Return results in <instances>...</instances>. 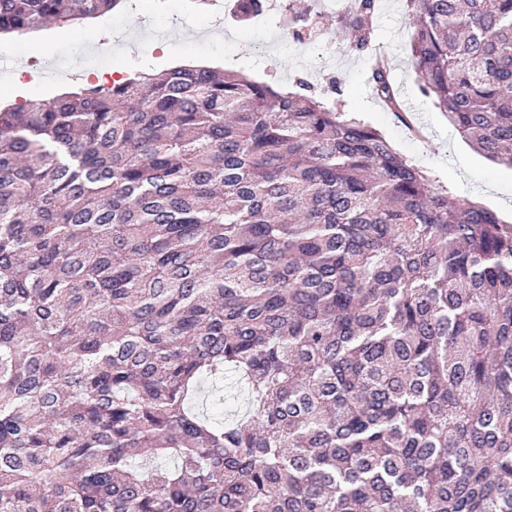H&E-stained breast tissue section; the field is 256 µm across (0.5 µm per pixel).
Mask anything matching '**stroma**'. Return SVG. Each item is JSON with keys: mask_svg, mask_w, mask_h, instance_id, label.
I'll use <instances>...</instances> for the list:
<instances>
[{"mask_svg": "<svg viewBox=\"0 0 512 512\" xmlns=\"http://www.w3.org/2000/svg\"><path fill=\"white\" fill-rule=\"evenodd\" d=\"M124 8L102 15L107 26L119 28L128 43L115 47L110 58L90 59L84 48L89 40L85 25H52L39 48L27 38L0 36V105L21 104L26 99L44 100L61 93L52 82L20 85L5 58L35 54L68 71L74 83L85 82L89 70L108 74L119 70L159 72L177 65L210 66L236 71L291 91L296 78H305L313 94L326 103L362 118L378 130L393 148L415 163L436 184L447 187L452 199L477 202L512 222V168L494 163L465 142L447 117L423 93L410 60L411 29L406 0H378L372 18L370 43L361 51L350 49L348 31L340 11L322 14L318 20L322 45L285 39L269 43L282 29L279 13L269 12L249 20L226 18L222 40L193 36L207 27L205 14L191 0H126ZM153 17L170 38L161 52L151 55L134 50L130 42L140 34L145 17ZM389 60L395 87L407 114L405 125L379 103L369 82L377 54Z\"/></svg>", "mask_w": 512, "mask_h": 512, "instance_id": "obj_1", "label": "stroma"}]
</instances>
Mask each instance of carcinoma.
Instances as JSON below:
<instances>
[{
	"mask_svg": "<svg viewBox=\"0 0 512 512\" xmlns=\"http://www.w3.org/2000/svg\"><path fill=\"white\" fill-rule=\"evenodd\" d=\"M124 2L0 0V35ZM408 7L421 90L512 167V0ZM297 85L0 108V512H512V224Z\"/></svg>",
	"mask_w": 512,
	"mask_h": 512,
	"instance_id": "carcinoma-1",
	"label": "carcinoma"
}]
</instances>
